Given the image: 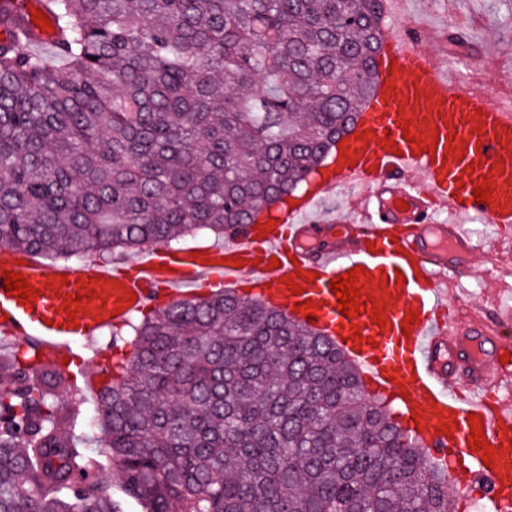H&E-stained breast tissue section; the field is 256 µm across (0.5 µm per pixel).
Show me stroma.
I'll list each match as a JSON object with an SVG mask.
<instances>
[{"instance_id": "35a3bbf8", "label": "stroma", "mask_w": 512, "mask_h": 512, "mask_svg": "<svg viewBox=\"0 0 512 512\" xmlns=\"http://www.w3.org/2000/svg\"><path fill=\"white\" fill-rule=\"evenodd\" d=\"M395 19H385V30L415 26L429 33L424 48L445 54L465 83L496 93L503 104H512V0H407ZM462 36L467 50H458L450 35ZM481 245L474 265L478 278H467L462 288L448 295V304L462 316L476 311L512 309V275L501 276L500 267L512 264V224L476 227Z\"/></svg>"}]
</instances>
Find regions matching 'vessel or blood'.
Wrapping results in <instances>:
<instances>
[{
	"mask_svg": "<svg viewBox=\"0 0 512 512\" xmlns=\"http://www.w3.org/2000/svg\"><path fill=\"white\" fill-rule=\"evenodd\" d=\"M419 41L413 27L387 40L377 59L375 93L354 134L344 137L320 181L265 234L249 225L196 257L156 250L109 269L91 261L48 267L30 253L0 246V272L26 276L37 292L28 306L0 285V336L28 345L66 372L81 347L105 330L201 286L243 282L252 296L289 314L296 303L312 301L316 328L351 351L428 457H469L473 466L457 482L480 487L495 512H512V367L485 348L512 313L466 322L447 304L449 290L475 273L480 241L472 223L512 224V109L449 83L444 65ZM405 122L421 152L404 138ZM484 179L493 189L488 205L473 194ZM350 185L359 189L357 223L312 219L319 204ZM441 210L446 219H438ZM358 266L365 269L357 286L367 304L349 318L330 284ZM295 285L302 294H292ZM76 293L81 309L72 315L64 303ZM376 305L385 326L374 322ZM412 312L418 321L407 335L401 323ZM355 333L362 349L354 347ZM471 413L495 452L492 464L471 447Z\"/></svg>",
	"mask_w": 512,
	"mask_h": 512,
	"instance_id": "vessel-or-blood-1",
	"label": "vessel or blood"
}]
</instances>
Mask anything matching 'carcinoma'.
I'll return each instance as SVG.
<instances>
[{"instance_id": "cac0c4a2", "label": "carcinoma", "mask_w": 512, "mask_h": 512, "mask_svg": "<svg viewBox=\"0 0 512 512\" xmlns=\"http://www.w3.org/2000/svg\"><path fill=\"white\" fill-rule=\"evenodd\" d=\"M39 2L55 64L21 0L0 14V246L61 263L271 217L361 117L382 49V0ZM119 342L90 397L0 355V512H453L447 467L275 307L218 289Z\"/></svg>"}]
</instances>
